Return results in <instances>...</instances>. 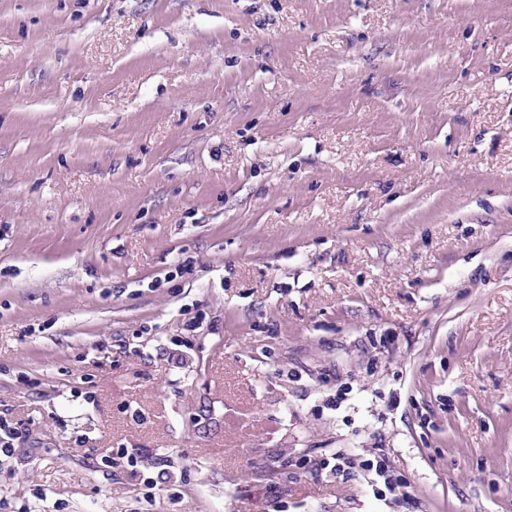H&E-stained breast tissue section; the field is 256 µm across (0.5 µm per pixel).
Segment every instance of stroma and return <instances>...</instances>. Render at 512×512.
Segmentation results:
<instances>
[{"label": "stroma", "instance_id": "obj_1", "mask_svg": "<svg viewBox=\"0 0 512 512\" xmlns=\"http://www.w3.org/2000/svg\"><path fill=\"white\" fill-rule=\"evenodd\" d=\"M0 418V512H512V0H0ZM352 470L364 472L378 500L386 499L387 493L393 494L400 488H408L406 480L395 474L384 454H372L370 458H362L336 453L331 458H322L313 464V472L316 474L329 471L337 475Z\"/></svg>", "mask_w": 512, "mask_h": 512}]
</instances>
